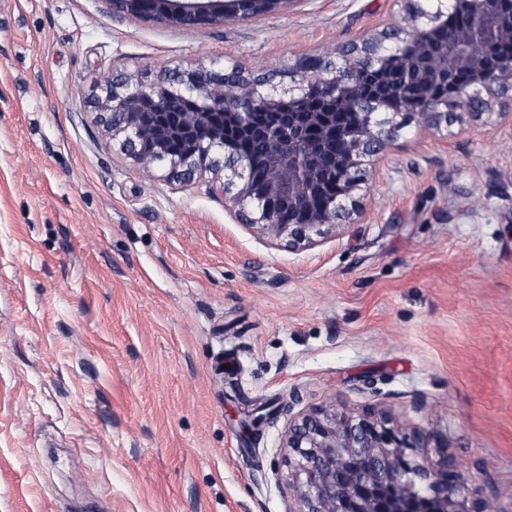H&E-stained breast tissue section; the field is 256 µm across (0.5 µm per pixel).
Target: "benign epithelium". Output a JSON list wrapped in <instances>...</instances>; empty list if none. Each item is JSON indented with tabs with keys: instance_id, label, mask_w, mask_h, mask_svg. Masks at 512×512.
<instances>
[{
	"instance_id": "7a95c632",
	"label": "benign epithelium",
	"mask_w": 512,
	"mask_h": 512,
	"mask_svg": "<svg viewBox=\"0 0 512 512\" xmlns=\"http://www.w3.org/2000/svg\"><path fill=\"white\" fill-rule=\"evenodd\" d=\"M114 10L184 30L224 20L247 21L268 0H233L220 8L179 6L175 0H106ZM467 18L447 27L444 0L429 11L407 0L406 14L339 51L340 62L318 57L294 65L298 83L269 92L240 65L225 70H173L148 79L109 82L94 99L97 119L121 151L146 167L165 166L184 184L223 167L227 210L268 245L311 249L359 223L354 200L359 173L401 138L410 113L440 132L512 125V0H449ZM418 85L426 102L403 106ZM353 120L336 128V114ZM258 146L228 150L232 139ZM429 436L406 432L373 411L358 417L331 410L301 411L285 435L288 512H492L481 500L465 509L467 482L448 457L412 461L408 448Z\"/></svg>"
}]
</instances>
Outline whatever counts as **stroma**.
I'll return each instance as SVG.
<instances>
[{
    "label": "stroma",
    "mask_w": 512,
    "mask_h": 512,
    "mask_svg": "<svg viewBox=\"0 0 512 512\" xmlns=\"http://www.w3.org/2000/svg\"><path fill=\"white\" fill-rule=\"evenodd\" d=\"M277 0L193 30L107 0H0V512H286L288 413L430 433L512 512V127L403 130L361 223L306 251L233 223L223 173L126 157L92 96L113 73L242 63L268 87L402 15Z\"/></svg>",
    "instance_id": "stroma-1"
}]
</instances>
